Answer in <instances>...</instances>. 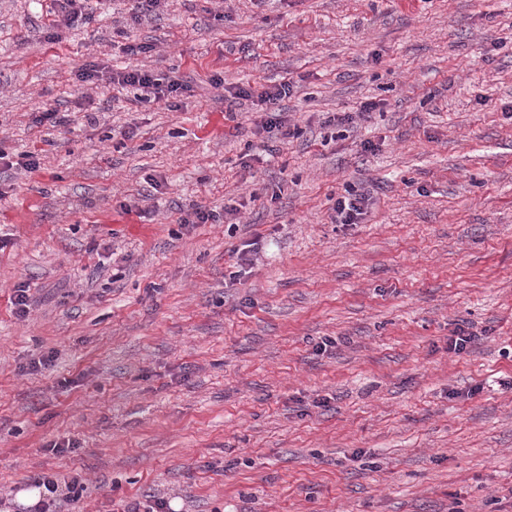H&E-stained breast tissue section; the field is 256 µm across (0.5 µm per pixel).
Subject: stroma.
I'll return each mask as SVG.
<instances>
[{
	"instance_id": "35a3bbf8",
	"label": "stroma",
	"mask_w": 512,
	"mask_h": 512,
	"mask_svg": "<svg viewBox=\"0 0 512 512\" xmlns=\"http://www.w3.org/2000/svg\"><path fill=\"white\" fill-rule=\"evenodd\" d=\"M49 6L0 0V149L41 163L0 172V494L42 471L81 474L83 512H512V0H164L135 25L107 0L56 44ZM90 61L193 91L133 105ZM215 74L293 80L288 144L259 151ZM348 185L374 204L337 224ZM197 205L217 223L179 224ZM169 498L145 495L143 501L134 499L124 504L120 512H173Z\"/></svg>"
}]
</instances>
